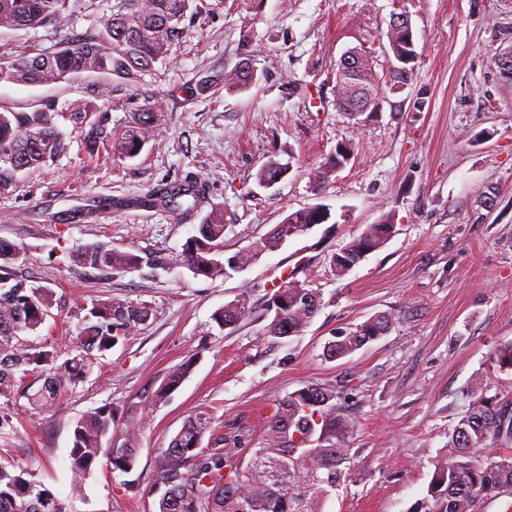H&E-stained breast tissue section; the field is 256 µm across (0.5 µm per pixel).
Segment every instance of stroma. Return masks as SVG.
<instances>
[{"label":"stroma","mask_w":512,"mask_h":512,"mask_svg":"<svg viewBox=\"0 0 512 512\" xmlns=\"http://www.w3.org/2000/svg\"><path fill=\"white\" fill-rule=\"evenodd\" d=\"M117 0H76L67 25L0 31V63L60 46L102 27ZM200 13L167 61L130 84L85 72L56 83L0 84V111L51 110L66 148L0 190V239L33 286L53 290L44 324L23 335L61 357L80 351L92 307L114 300L146 305L133 335L97 355L85 379L47 411L26 401L0 431V463L34 473L66 512H156L155 458L189 416L208 411L224 432L248 429L261 441L276 400L307 385L332 389L356 429L344 485L326 512H409L424 497L448 440L474 397L512 408V371L495 364L512 344V80L494 64L512 51V0H198ZM407 12L418 59L403 91H382L373 112L336 107V67L351 48L391 65L385 33ZM251 57L254 83L199 86ZM161 116L132 159L110 145L89 151L74 109L107 115L127 131L133 112ZM355 152L323 188L313 167L338 144ZM289 166L273 186L258 169ZM205 180L204 210L224 211V254L247 251L293 211L329 207L315 225L230 276L196 277L177 260L200 213L174 215L144 199L164 183ZM123 207H114V200ZM395 231L344 277L331 257L383 218ZM104 243L166 268L108 275L77 267L80 247ZM320 293L319 312L295 335L266 328L270 296L291 281ZM252 308L235 326L214 320L228 303ZM377 315L388 331L336 359L335 336ZM191 362L164 403L151 399L167 372ZM112 406L118 420L140 417L137 461L125 473L100 467L72 496L69 449L77 419Z\"/></svg>","instance_id":"35a3bbf8"}]
</instances>
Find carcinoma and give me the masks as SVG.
Listing matches in <instances>:
<instances>
[{
	"instance_id": "carcinoma-1",
	"label": "carcinoma",
	"mask_w": 512,
	"mask_h": 512,
	"mask_svg": "<svg viewBox=\"0 0 512 512\" xmlns=\"http://www.w3.org/2000/svg\"><path fill=\"white\" fill-rule=\"evenodd\" d=\"M194 0H118L117 11L103 27L72 39L65 45L34 56H23L0 64V83L42 85L83 72H94L118 82H130L153 65L166 60L186 32L185 21ZM69 0H0V28L28 29L46 25L61 27L69 20ZM390 53L396 58L416 53L410 46L414 35L394 14L386 33ZM415 59L408 58L389 68L386 85L396 92L405 89L414 74ZM346 81L336 88V104L351 114L360 112L365 101L360 91L375 97L380 79L363 53L341 62ZM224 87H246L252 83L251 58L222 75ZM159 121L158 113L146 107L133 113L132 129L121 136L108 132L106 118H99L86 133L90 150L112 139V149L122 158H134L150 138ZM65 149L61 133L48 109L30 112H0V190L12 185L19 173L40 167ZM336 153L328 164L313 169L312 179L321 186L345 162ZM287 165L270 160L257 173L259 183L280 179ZM205 182L189 178L154 190L146 202L192 213L205 199ZM308 209L288 214L252 249L224 258V211L211 209L198 224V235L190 238L179 263L194 276L224 275L249 265L280 247L284 239L302 231L304 224H325ZM393 232L385 221L370 224L342 248L346 258L359 263ZM15 247L0 240V398L8 402L24 399L33 409L50 407L58 392L81 382L90 366V354L104 353L119 340L135 333L148 320L146 306L111 301L90 310L95 322L79 354L58 362L53 351L22 346L20 336L37 330L54 305L49 288L32 286L18 278L9 260ZM73 262L83 269L110 274L147 265L152 269L168 264L163 255L143 258L104 244L87 245L75 252ZM275 307L282 311L267 326L270 336L300 332L318 313L319 293L302 285L286 288ZM251 313L247 302L238 300L215 315L221 327L234 325ZM392 319L381 315L355 331L328 344L326 356H346L382 336ZM40 371L43 383L34 389L20 386L18 371ZM188 367L170 370L153 395L158 403L183 382ZM353 433L334 403L333 392L307 385L277 400L262 441L251 457L239 456L238 446L249 442V434L228 436L215 433L213 418L206 411L192 415L167 447L157 454L158 512H325L326 503L348 476L351 457L347 441ZM512 434V412L485 396L471 402L448 441V461L438 465L426 495L409 512H476L478 505L512 488V457L487 448L492 436ZM210 444L202 446L205 436ZM140 426L130 416L116 426L112 408L102 406L79 419L73 428L70 459L74 474L73 493L95 467L104 465L129 472L136 463ZM0 512H65L62 502L49 488L24 469L0 464Z\"/></svg>"
}]
</instances>
